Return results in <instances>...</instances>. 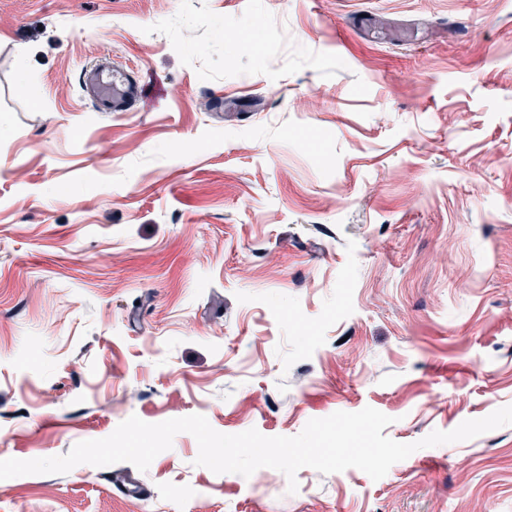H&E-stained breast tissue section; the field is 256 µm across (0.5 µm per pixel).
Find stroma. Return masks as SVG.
Returning a JSON list of instances; mask_svg holds the SVG:
<instances>
[{
  "mask_svg": "<svg viewBox=\"0 0 512 512\" xmlns=\"http://www.w3.org/2000/svg\"><path fill=\"white\" fill-rule=\"evenodd\" d=\"M106 57L132 111L79 89ZM506 405L512 0H0V460L133 415L370 406L413 443ZM197 455L177 434L140 494L0 480V512H512V424L293 494Z\"/></svg>",
  "mask_w": 512,
  "mask_h": 512,
  "instance_id": "obj_1",
  "label": "stroma"
}]
</instances>
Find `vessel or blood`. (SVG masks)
Returning <instances> with one entry per match:
<instances>
[{"label": "vessel or blood", "mask_w": 512, "mask_h": 512, "mask_svg": "<svg viewBox=\"0 0 512 512\" xmlns=\"http://www.w3.org/2000/svg\"><path fill=\"white\" fill-rule=\"evenodd\" d=\"M83 84L97 106L105 112H126L143 96V87L129 74L99 66L83 72Z\"/></svg>", "instance_id": "obj_1"}]
</instances>
